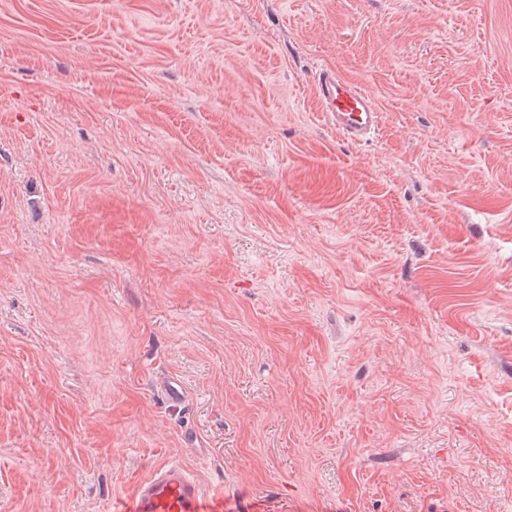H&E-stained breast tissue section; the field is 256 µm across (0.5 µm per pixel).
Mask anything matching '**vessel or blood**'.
Returning a JSON list of instances; mask_svg holds the SVG:
<instances>
[{"label": "vessel or blood", "instance_id": "b4317fda", "mask_svg": "<svg viewBox=\"0 0 512 512\" xmlns=\"http://www.w3.org/2000/svg\"><path fill=\"white\" fill-rule=\"evenodd\" d=\"M322 110L337 133L360 143L379 128L380 112L360 86L333 70L321 68L314 76ZM157 391L168 403L181 404L187 397L181 380L163 378ZM112 512H224V498L207 494L197 477L178 462L159 465L140 480Z\"/></svg>", "mask_w": 512, "mask_h": 512}]
</instances>
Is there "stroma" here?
I'll return each instance as SVG.
<instances>
[{"label":"stroma","instance_id":"stroma-1","mask_svg":"<svg viewBox=\"0 0 512 512\" xmlns=\"http://www.w3.org/2000/svg\"><path fill=\"white\" fill-rule=\"evenodd\" d=\"M167 461L232 512H512V0H0V512ZM322 112L336 132L360 143L379 128L380 112L370 95L334 70L319 68L314 75ZM156 388L160 396L173 405L181 404L187 397L186 388L179 379L162 378L158 381Z\"/></svg>","mask_w":512,"mask_h":512}]
</instances>
